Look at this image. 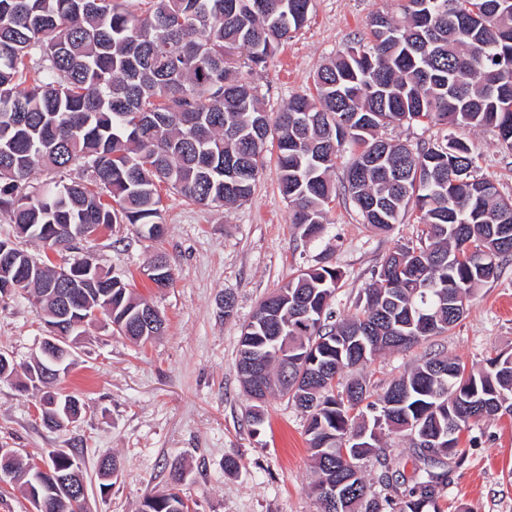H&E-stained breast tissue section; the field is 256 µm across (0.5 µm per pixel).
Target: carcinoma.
<instances>
[{"label": "carcinoma", "mask_w": 512, "mask_h": 512, "mask_svg": "<svg viewBox=\"0 0 512 512\" xmlns=\"http://www.w3.org/2000/svg\"><path fill=\"white\" fill-rule=\"evenodd\" d=\"M226 2L148 0L138 14L114 0H0V210L19 238L0 239V283L21 285L51 317L59 307L49 291L60 290V276L21 241L67 246L114 224H139L160 239L161 185L200 205L246 202L268 146L289 223L315 239L329 223L331 173L349 144L342 189L365 223L386 231L411 210L423 237L392 251L363 307L337 321L331 301L341 271L301 270L242 327L237 372L254 401L278 393L304 409L312 489L352 478L345 512H444L449 482L436 471L439 456L461 462L459 435L471 422L512 416V353L468 371L430 352L375 398L344 370L445 335L472 292L512 258V233L499 230L512 225V200L477 174L465 141L451 132L413 148L378 136L390 125L492 126L512 151V0H400L402 18L375 14L369 38L318 70L315 93L275 114L227 56L239 50L250 67L265 66L303 26L310 0H232V12ZM73 166L86 180L69 178ZM37 169L49 175L43 184L31 182ZM72 269V312L98 308L139 342L135 321L148 302L91 257ZM45 360H0V379L20 371L19 388L46 387L54 379L39 375ZM40 403L56 404L66 425L82 413L74 396L45 391ZM385 430L408 437L412 475L393 468ZM371 456L381 468L376 489L363 470ZM43 465L39 472L0 455V468L26 497H39L41 512H77L78 501L55 487L82 472L80 456L53 450ZM183 479L173 468L170 487L146 496L139 512H189Z\"/></svg>", "instance_id": "cac0c4a2"}]
</instances>
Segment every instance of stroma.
Masks as SVG:
<instances>
[{"label": "stroma", "instance_id": "obj_1", "mask_svg": "<svg viewBox=\"0 0 512 512\" xmlns=\"http://www.w3.org/2000/svg\"><path fill=\"white\" fill-rule=\"evenodd\" d=\"M378 12L398 14L397 0H311L304 25L266 67L242 74L257 86L265 109L278 112L294 95L312 90L316 72L330 57L368 37L369 19ZM459 135L477 156L480 175L512 197V153L499 147L496 130L463 129ZM160 194L166 227L161 239L148 238L141 226L116 224L73 249L48 253L41 243L26 242L31 254L49 256L57 265L93 252L158 307L165 331L136 345L102 322L89 324L58 382L62 392L83 399L85 408L60 428L46 427L37 416V392L0 380V448L33 460L54 449L78 450L87 512H138L145 496L165 489L175 464L184 470L182 492L191 512H320L311 491L315 474L305 413L275 394L264 404V424L250 421L252 402L236 368L241 329L261 300L314 265L342 271L332 308L343 316L355 313L374 271L395 248L417 243L421 224L409 213L390 230L375 231L340 194L320 237L302 238L288 222L290 205L279 191L271 157L252 198L241 205L203 207L165 187ZM159 253L174 272L166 288L146 277ZM228 294L235 298L229 318ZM46 335L32 297H0V352L29 361ZM429 351L469 368L512 352V261L498 280L473 292L465 316L447 335L385 352L349 374L366 378L379 394ZM460 439L466 457L449 467L445 512H512V418L473 423ZM109 453L120 458L121 468L104 490L99 464ZM229 457L240 463L232 473L224 469Z\"/></svg>", "mask_w": 512, "mask_h": 512}]
</instances>
